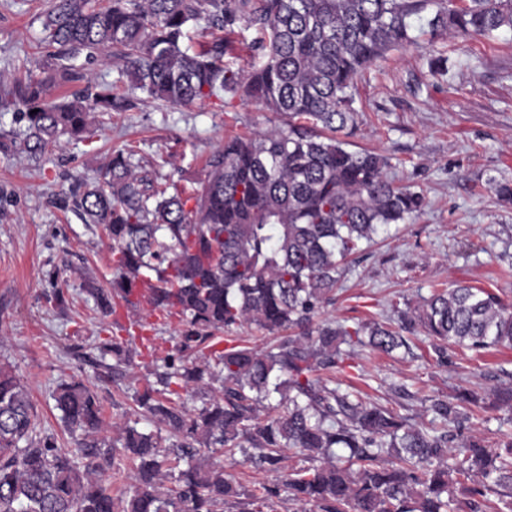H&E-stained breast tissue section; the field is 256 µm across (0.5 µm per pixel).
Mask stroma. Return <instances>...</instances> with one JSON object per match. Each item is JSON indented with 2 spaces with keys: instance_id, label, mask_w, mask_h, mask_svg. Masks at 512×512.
I'll use <instances>...</instances> for the list:
<instances>
[{
  "instance_id": "obj_1",
  "label": "stroma",
  "mask_w": 512,
  "mask_h": 512,
  "mask_svg": "<svg viewBox=\"0 0 512 512\" xmlns=\"http://www.w3.org/2000/svg\"><path fill=\"white\" fill-rule=\"evenodd\" d=\"M48 0H0V79L37 69L41 21ZM416 45L377 61L359 80L360 123L352 142L392 155L389 175L423 188L427 204L407 223L393 225L349 264L330 318L354 324L392 318L393 305L415 308L456 283L512 299V201L501 200L490 179L512 182V33L486 40L436 36L415 23ZM442 49L446 72L431 75L425 45ZM269 111L249 101L213 97L191 107L157 106L142 98L113 113L90 141H70L40 159L0 150V363L27 388L40 426L61 447L74 440L54 407L61 381L95 380L97 344L121 326L101 318L81 289L85 280L110 287L112 251L99 226L86 224L61 201L72 185L92 182L113 151L159 182L191 191L206 178L205 162L224 137L267 127ZM63 289L65 308L45 295ZM409 350L362 352L336 380L356 383L366 399L421 421L431 398L458 390L489 397L512 385V349L477 354L453 346L437 366L421 335ZM150 374L130 367L125 378L100 383L105 419L132 412L133 388ZM463 434L488 443L512 436V411L467 408Z\"/></svg>"
}]
</instances>
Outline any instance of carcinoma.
Returning a JSON list of instances; mask_svg holds the SVG:
<instances>
[{
  "label": "carcinoma",
  "mask_w": 512,
  "mask_h": 512,
  "mask_svg": "<svg viewBox=\"0 0 512 512\" xmlns=\"http://www.w3.org/2000/svg\"><path fill=\"white\" fill-rule=\"evenodd\" d=\"M426 13L452 38L512 32V0H52L40 73L0 82V102L25 122L11 145L29 157L64 137L90 139L100 117L139 92L183 107L222 93L283 124L224 139L190 194L135 172L124 152L72 191V210L102 225L112 249V288H85L100 313L114 315L146 284L151 311L176 315L178 331L162 354L153 336L97 346L101 382L125 375L135 356L151 364L155 382L133 390L134 421L106 424L97 390L82 380L57 385L71 449L40 427L27 390L0 367V512H274L283 494L318 512H486L492 490L512 509V439L492 447L448 431L477 395L435 398L433 420L412 423L335 378L362 350L407 346L402 330L422 333L441 365L450 344L512 347L511 300L458 285L398 311L396 329L319 319L348 259L425 206L422 192L388 178L390 157L353 150L350 138L357 79L415 43L412 21ZM195 27L210 39L192 45ZM237 43L251 53L246 69ZM81 57L112 60L123 91L104 84L50 100L56 75L85 80ZM244 326L276 339L259 348L230 336L215 349L216 333ZM195 390L201 406L179 401ZM503 407L512 410V386L489 404ZM219 448L274 481L245 492L208 462ZM290 449L312 465H285ZM124 460L133 474L123 499L105 474Z\"/></svg>",
  "instance_id": "cac0c4a2"
}]
</instances>
